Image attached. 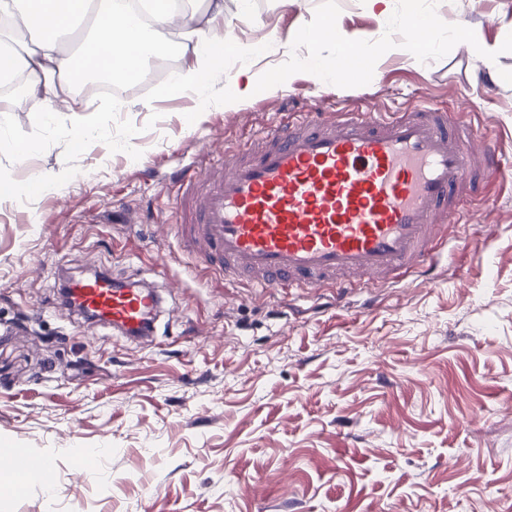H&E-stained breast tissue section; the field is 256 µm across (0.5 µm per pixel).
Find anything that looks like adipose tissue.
<instances>
[{"label": "adipose tissue", "mask_w": 512, "mask_h": 512, "mask_svg": "<svg viewBox=\"0 0 512 512\" xmlns=\"http://www.w3.org/2000/svg\"><path fill=\"white\" fill-rule=\"evenodd\" d=\"M125 0H26L16 9V25L0 32V82L24 76L25 91L34 111H43L57 96L59 82H70L80 69L105 68L115 80L134 79L137 68L127 66L128 57H143L156 49L143 27L130 24ZM224 14V0H206L205 12L179 15L183 30L172 45L180 55L196 59L194 68L179 72L175 89L199 88L203 80L224 66L227 48L215 34V21ZM92 26L79 49L64 48L58 32L81 20ZM458 35L470 55L484 65L490 79L511 82L512 74L496 65L498 45L485 42L477 27L460 28Z\"/></svg>", "instance_id": "ef3b65f1"}]
</instances>
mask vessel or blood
Returning a JSON list of instances; mask_svg holds the SVG:
<instances>
[{"label":"vessel or blood","mask_w":512,"mask_h":512,"mask_svg":"<svg viewBox=\"0 0 512 512\" xmlns=\"http://www.w3.org/2000/svg\"><path fill=\"white\" fill-rule=\"evenodd\" d=\"M500 163L467 122L434 108L303 112L182 178L175 226L210 272L342 297L420 269L459 237L472 178ZM66 287L68 309L131 335L159 304L153 290L106 274ZM0 464L26 480L15 449L0 448Z\"/></svg>","instance_id":"obj_1"}]
</instances>
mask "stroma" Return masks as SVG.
Instances as JSON below:
<instances>
[{"label": "stroma", "instance_id": "stroma-1", "mask_svg": "<svg viewBox=\"0 0 512 512\" xmlns=\"http://www.w3.org/2000/svg\"><path fill=\"white\" fill-rule=\"evenodd\" d=\"M416 6L444 21L422 64L381 54L403 33L402 0L385 18L368 0H224V38L249 56L197 92H130L117 112L85 96L100 137L83 144L63 103L48 123L0 96V178L21 190L0 200V448L53 472L51 488L31 478L0 494V512H512V82L490 80L453 34L479 23L512 73V0ZM327 18L381 54L378 69L338 84L293 69L313 50L300 31ZM229 81L251 86L235 111ZM418 99L466 114L503 162L431 272L313 302L206 274L177 236L175 177L224 148L295 112ZM35 172L50 193L30 192ZM81 267L153 288L152 334L61 308L58 275ZM79 448L99 449L95 467L76 470Z\"/></svg>", "mask_w": 512, "mask_h": 512}]
</instances>
